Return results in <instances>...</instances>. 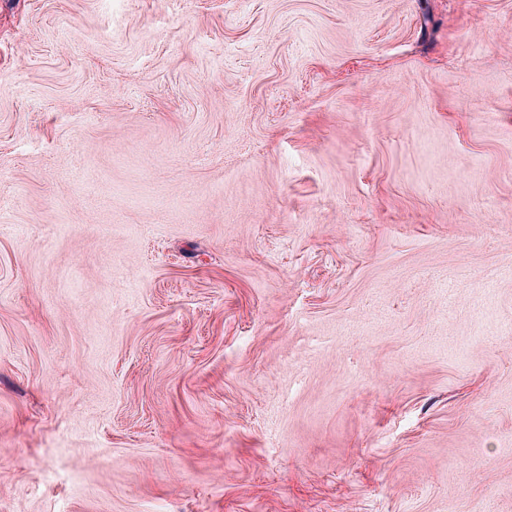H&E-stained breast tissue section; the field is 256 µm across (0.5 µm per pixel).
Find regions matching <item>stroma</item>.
<instances>
[{
	"label": "stroma",
	"instance_id": "obj_1",
	"mask_svg": "<svg viewBox=\"0 0 512 512\" xmlns=\"http://www.w3.org/2000/svg\"><path fill=\"white\" fill-rule=\"evenodd\" d=\"M0 512H512V0H0Z\"/></svg>",
	"mask_w": 512,
	"mask_h": 512
}]
</instances>
